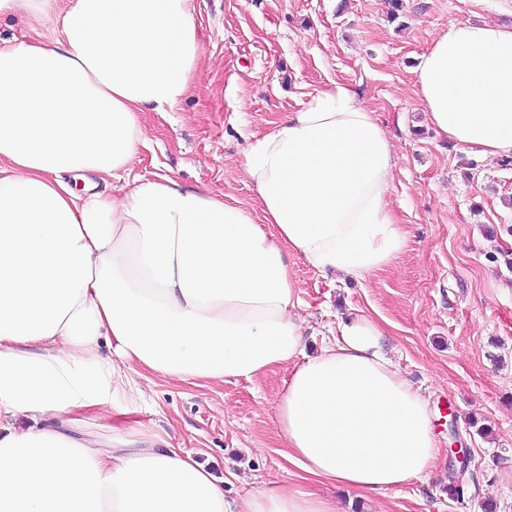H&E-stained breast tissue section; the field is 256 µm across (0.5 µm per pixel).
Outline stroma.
Returning a JSON list of instances; mask_svg holds the SVG:
<instances>
[{
	"instance_id": "obj_1",
	"label": "stroma",
	"mask_w": 512,
	"mask_h": 512,
	"mask_svg": "<svg viewBox=\"0 0 512 512\" xmlns=\"http://www.w3.org/2000/svg\"><path fill=\"white\" fill-rule=\"evenodd\" d=\"M190 0L204 48L190 94L144 116L147 143L129 177L166 174L260 215L240 167L250 135L332 82L358 88L395 154L391 207L409 231L387 270L368 279L322 273L292 254L305 351L364 314L384 329L383 353L427 399L438 456L420 480L382 494L298 478L275 412L288 375L214 384L135 375L137 411L84 419L168 435L222 477L239 500L267 483L313 490L338 512H512V159H486L439 136L416 97L415 71L449 24L512 25V0ZM61 36L56 14L35 27L0 17V43ZM470 449L466 474L448 449ZM459 481L460 496L447 487Z\"/></svg>"
}]
</instances>
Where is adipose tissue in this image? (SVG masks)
I'll return each instance as SVG.
<instances>
[{
    "label": "adipose tissue",
    "mask_w": 512,
    "mask_h": 512,
    "mask_svg": "<svg viewBox=\"0 0 512 512\" xmlns=\"http://www.w3.org/2000/svg\"><path fill=\"white\" fill-rule=\"evenodd\" d=\"M189 0H0L56 13L61 38L0 45V512H336L266 484L241 502L161 434L80 413L137 410L131 371L230 383L288 367L276 408L301 479L383 493L424 476L428 404L342 324L304 352L285 254L366 278L408 242L388 202L393 146L354 86L333 82L252 135L241 169L263 220L169 175L115 190L147 138L142 114L189 94L203 51ZM436 132L512 156V26L459 22L416 71Z\"/></svg>",
    "instance_id": "ef3b65f1"
}]
</instances>
